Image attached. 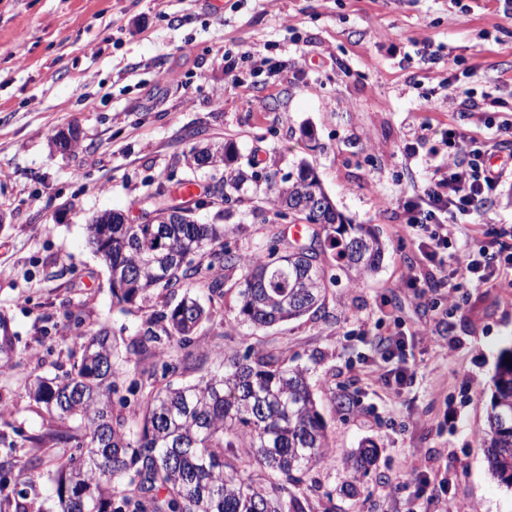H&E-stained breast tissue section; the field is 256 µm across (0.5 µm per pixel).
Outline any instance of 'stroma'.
<instances>
[{
    "label": "stroma",
    "instance_id": "stroma-1",
    "mask_svg": "<svg viewBox=\"0 0 512 512\" xmlns=\"http://www.w3.org/2000/svg\"><path fill=\"white\" fill-rule=\"evenodd\" d=\"M452 97L512 117V0H0V316L13 342L0 353V405L11 410L0 463L54 451L60 423L29 387L80 362L75 319L124 346L183 296L117 304L88 226L104 211L138 223L155 182H218L223 170L184 165L186 134L198 129L233 144L243 169L284 178L310 162L346 221L378 230L384 256L362 279L339 275L317 314L263 329L236 324L234 281L220 298L197 289L210 316L190 348L170 345L177 371L142 356L119 379L138 392L115 414L132 418L138 394L195 383L224 354L274 348L309 370L328 425V461L295 490L305 512H512V487L484 451L496 367L512 348V288L466 281L449 306L448 281L402 208L446 156L441 129L487 133L449 109ZM71 124L79 144L59 153L51 138ZM251 196L196 216L257 257L286 221ZM471 236L496 252L512 247V186L456 242ZM410 270L422 296L401 285ZM394 328L405 346L385 363L379 336ZM390 365L408 369L400 390L379 380ZM337 394L349 409L335 407ZM370 443L377 464L347 495L345 462ZM415 467L429 477L420 489L407 483ZM52 495L47 471L35 469L0 491V512H50Z\"/></svg>",
    "mask_w": 512,
    "mask_h": 512
}]
</instances>
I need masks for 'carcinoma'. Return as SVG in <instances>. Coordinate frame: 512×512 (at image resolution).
I'll return each mask as SVG.
<instances>
[{
	"label": "carcinoma",
	"instance_id": "carcinoma-1",
	"mask_svg": "<svg viewBox=\"0 0 512 512\" xmlns=\"http://www.w3.org/2000/svg\"><path fill=\"white\" fill-rule=\"evenodd\" d=\"M79 142L74 127L59 131L53 144L69 150ZM232 146H193L185 156L191 172L224 168L222 186L239 190L249 180L255 194L293 221L318 227L311 250L298 259L273 247L255 260L224 245L222 224H199L185 197L159 182L145 198L144 224H125L123 215L104 212L89 225V237L109 273L113 298L135 304L163 288H206L224 295V281L242 270L236 320L270 327L318 312L336 275L321 256L335 252L355 277L376 271L383 243L368 224H347L302 161L298 178L278 182L230 167ZM206 262H184L187 253ZM224 279L211 278L214 269ZM207 316L193 297H183L158 314L126 362H138L163 339L182 345ZM82 360L76 371L50 380L35 378L33 399L75 430H61L56 443L70 452L31 462L46 466L55 485L53 512H304L292 489L328 458L327 424L316 408L307 370L290 366L282 353L260 349L250 358L224 357L222 370L192 385L168 384L149 392L133 422L113 419L112 395L120 372L117 346L107 329L80 333ZM488 419L486 458L491 472L512 487V350L503 353ZM378 450L359 448L346 462L348 476L369 474Z\"/></svg>",
	"mask_w": 512,
	"mask_h": 512
}]
</instances>
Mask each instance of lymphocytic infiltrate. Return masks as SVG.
Masks as SVG:
<instances>
[{"mask_svg": "<svg viewBox=\"0 0 512 512\" xmlns=\"http://www.w3.org/2000/svg\"><path fill=\"white\" fill-rule=\"evenodd\" d=\"M442 140L448 157L422 190L406 198L407 222L423 230L422 247L429 259L447 255L453 278L482 281L488 277V248L477 242L453 249L455 227L483 210L512 180V152H504L502 139H479L456 127L445 129Z\"/></svg>", "mask_w": 512, "mask_h": 512, "instance_id": "1", "label": "lymphocytic infiltrate"}]
</instances>
